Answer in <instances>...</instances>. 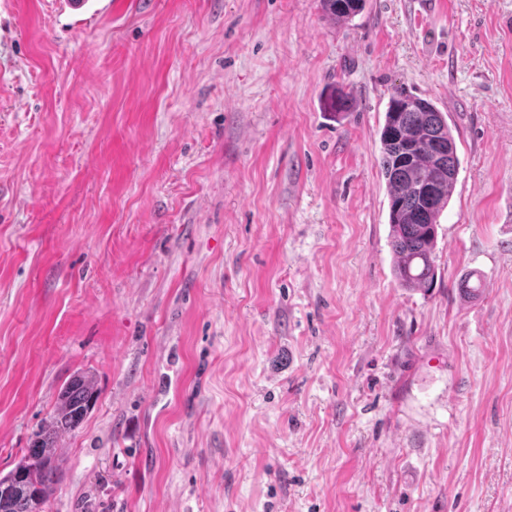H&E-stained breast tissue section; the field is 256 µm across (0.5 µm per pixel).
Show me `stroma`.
I'll return each mask as SVG.
<instances>
[{"label": "stroma", "instance_id": "35a3bbf8", "mask_svg": "<svg viewBox=\"0 0 512 512\" xmlns=\"http://www.w3.org/2000/svg\"><path fill=\"white\" fill-rule=\"evenodd\" d=\"M72 2L0 0V475L87 372L46 512H512V0ZM399 86L459 162L426 291ZM324 11L337 23L349 20L363 7L364 0H321ZM379 140L395 277L404 288H432L437 219L457 181L455 138L431 101L399 88Z\"/></svg>", "mask_w": 512, "mask_h": 512}]
</instances>
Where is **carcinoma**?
Wrapping results in <instances>:
<instances>
[{"label":"carcinoma","instance_id":"obj_1","mask_svg":"<svg viewBox=\"0 0 512 512\" xmlns=\"http://www.w3.org/2000/svg\"><path fill=\"white\" fill-rule=\"evenodd\" d=\"M321 2L338 23L355 16L364 4V0ZM380 149L395 277L404 288H431L437 219L457 181L455 138L431 101L399 88L385 113ZM96 400L95 381L88 373L63 385L42 430L15 467L0 476V512H45L61 476L58 438L78 429Z\"/></svg>","mask_w":512,"mask_h":512}]
</instances>
